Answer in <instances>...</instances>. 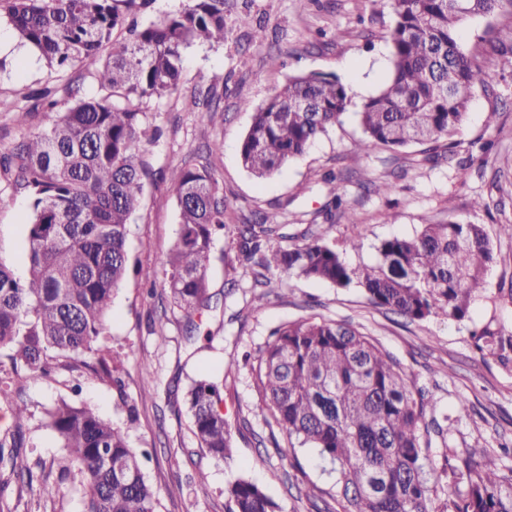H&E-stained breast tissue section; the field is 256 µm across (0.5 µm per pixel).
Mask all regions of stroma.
<instances>
[{
    "label": "stroma",
    "instance_id": "35a3bbf8",
    "mask_svg": "<svg viewBox=\"0 0 512 512\" xmlns=\"http://www.w3.org/2000/svg\"><path fill=\"white\" fill-rule=\"evenodd\" d=\"M248 12L252 23L231 27L224 45L197 46L185 55L178 95L148 102V124L160 132L154 165L169 169L187 163L212 168L228 205L227 226L214 241L209 288L218 293L220 310L194 314V336L184 330L186 316L173 306L163 270L179 237L175 193L168 180L147 181L140 211L129 226V270L116 292L109 327L98 346L119 351L121 386L62 367L53 360L49 375L27 381L28 405L23 450L36 476L35 488L0 490V512H84L81 475L59 481L65 454L45 410L65 400L87 408L116 427L128 428L130 448L142 454L143 470L154 488L157 512H225V489L243 476L264 489L281 512H312L309 494L318 501L334 495V475L317 449L293 448L263 403L256 359L277 326L302 318L347 322L390 353L430 402L436 419L452 416L449 434H430L427 450L434 467H444L449 451L491 450L512 467V368L475 351L473 327L493 324L512 330V308L494 306L499 287L512 284V239L499 225L512 224V69L502 68L485 41L512 29V13L471 17L459 29L466 48L478 56L488 85L476 89L446 157L434 143L400 150L376 148L361 155L355 144L361 129L355 116L321 135L308 151L273 176L259 180L240 161L241 141L254 107L276 87L299 74L333 73L348 83L356 99L376 93L391 71L388 33L395 16L388 0H231L229 13ZM264 40L252 36L254 26ZM282 64L270 67V57ZM216 84L222 110L201 125L190 105L200 85ZM81 96L100 95L96 80L81 66L64 73L49 68L37 51L20 43L7 20H0V148L41 128L46 116L32 112L36 90L51 88L66 101V87ZM221 153H212L213 143ZM341 176L332 194L326 174ZM393 184L389 193L375 192ZM483 200L487 210L474 211ZM281 213L286 245L320 236L336 244L353 266L377 259L381 241L406 237L422 225L454 218L484 225L497 260L487 275L488 297L477 300L465 322L448 319L411 321L373 307L361 290L339 288L305 278L268 275L262 309L251 302L254 290L248 264L229 267L236 255L237 227L255 214ZM30 208L16 192L9 173L0 170V258L17 276H25V228ZM154 377L142 384V369ZM224 381V415L233 426V452L216 463L199 448L181 399L194 380ZM468 410L458 413L459 400ZM135 405L137 421L127 422ZM58 486L41 497L38 484Z\"/></svg>",
    "mask_w": 512,
    "mask_h": 512
}]
</instances>
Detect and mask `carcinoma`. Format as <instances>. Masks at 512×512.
Masks as SVG:
<instances>
[{
  "label": "carcinoma",
  "instance_id": "cac0c4a2",
  "mask_svg": "<svg viewBox=\"0 0 512 512\" xmlns=\"http://www.w3.org/2000/svg\"><path fill=\"white\" fill-rule=\"evenodd\" d=\"M21 43L38 51L50 68L79 65L107 94L76 102L17 143L5 158L14 188L29 201V266L20 279L0 258V349L9 351L11 377H0V402L12 428L0 436V462L10 478L33 485L23 460L27 406L10 383L49 368L51 354L69 358L72 371L114 378L118 356L92 344L108 327L112 298L126 276L129 224L139 211L152 175L147 146L157 130L142 105L179 91L186 50L222 45L229 29L228 0H189L183 10L143 25L128 16L151 0H0ZM395 14L390 34L393 70L387 85L359 102L335 74L292 76L253 112L240 158L254 177L266 179L311 147L328 128L355 111L363 138L360 152L411 143L456 144L465 111L487 74L458 38L466 19L499 10L512 0H389ZM126 42L114 45L117 30ZM112 46L104 57L102 51ZM502 67L512 69V30L489 40ZM214 85L194 93L199 123L220 111ZM180 233L167 259L164 284L187 317L219 305L208 288L212 244L224 230L228 207L207 166L172 168ZM284 222L275 212L245 224L237 257L266 271L361 287L370 304L412 321L470 319L484 297L495 264L481 224L450 220L426 224L412 237L386 239L374 264L351 267L332 243L314 238L284 247L276 240ZM258 357L266 406L290 441L318 450L335 474L341 512H512V468L497 455L480 459L452 453L448 474L454 492L433 506L442 475L426 468L427 405L399 363L358 329L334 320L300 319L271 333ZM475 349L512 365V332L487 324L471 333ZM185 404L199 448L211 459L231 457L232 425L224 418L223 383L194 381ZM49 425L65 449L60 479L78 467L87 484L86 512H156L127 433L92 411L66 401L47 409ZM8 448V455L3 449ZM226 512H280L278 504L245 477L226 490Z\"/></svg>",
  "mask_w": 512,
  "mask_h": 512
}]
</instances>
